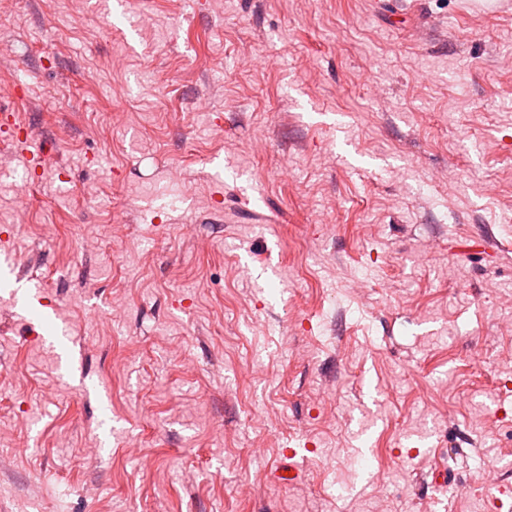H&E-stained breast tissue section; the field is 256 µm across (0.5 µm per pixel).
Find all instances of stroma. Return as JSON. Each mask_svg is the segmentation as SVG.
Wrapping results in <instances>:
<instances>
[{
	"label": "stroma",
	"mask_w": 512,
	"mask_h": 512,
	"mask_svg": "<svg viewBox=\"0 0 512 512\" xmlns=\"http://www.w3.org/2000/svg\"><path fill=\"white\" fill-rule=\"evenodd\" d=\"M3 85L0 512H512V0H9Z\"/></svg>",
	"instance_id": "obj_1"
}]
</instances>
